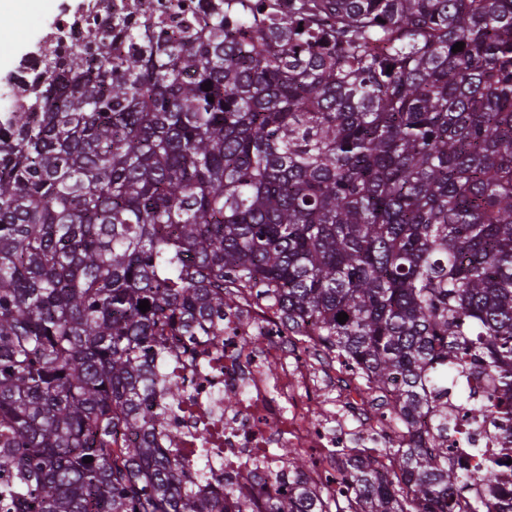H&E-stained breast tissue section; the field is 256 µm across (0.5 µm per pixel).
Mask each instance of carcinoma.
Segmentation results:
<instances>
[{
	"label": "carcinoma",
	"instance_id": "carcinoma-1",
	"mask_svg": "<svg viewBox=\"0 0 512 512\" xmlns=\"http://www.w3.org/2000/svg\"><path fill=\"white\" fill-rule=\"evenodd\" d=\"M201 2L84 0L9 79L0 512H512L434 405L467 356L500 387L472 421L512 420V0ZM243 294L431 431L332 449L336 493L282 445L243 479L284 456L288 501L217 494L219 449L170 452L146 402Z\"/></svg>",
	"mask_w": 512,
	"mask_h": 512
}]
</instances>
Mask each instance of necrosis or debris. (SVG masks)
<instances>
[{
	"label": "necrosis or debris",
	"instance_id": "necrosis-or-debris-1",
	"mask_svg": "<svg viewBox=\"0 0 512 512\" xmlns=\"http://www.w3.org/2000/svg\"><path fill=\"white\" fill-rule=\"evenodd\" d=\"M316 337L288 335L270 303L243 297L224 321V334L202 340L199 363L179 370L185 393L164 416L162 427L179 436L182 455L194 456V432L204 428L210 447L220 449L218 465L231 470L237 462L266 454L278 443L309 457L307 482L336 488V465L330 449L343 447L350 424H360L368 444L405 438L403 426L374 404V393L345 361L330 359L316 366ZM276 374H268V367ZM336 391L339 411L318 399L320 388ZM239 399L235 411L224 408L225 396ZM453 420L459 448H481L497 458L512 447L499 415L472 423L456 395L437 400Z\"/></svg>",
	"mask_w": 512,
	"mask_h": 512
}]
</instances>
